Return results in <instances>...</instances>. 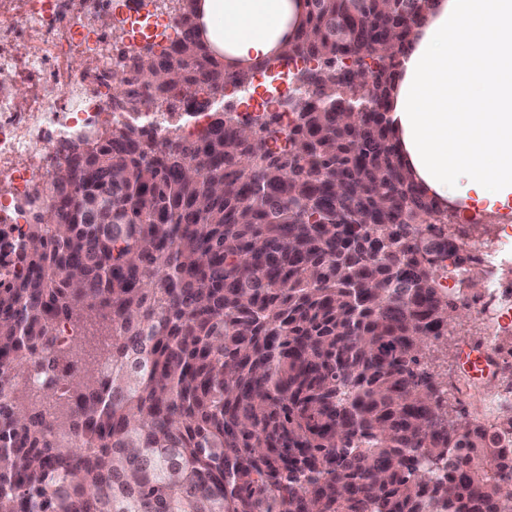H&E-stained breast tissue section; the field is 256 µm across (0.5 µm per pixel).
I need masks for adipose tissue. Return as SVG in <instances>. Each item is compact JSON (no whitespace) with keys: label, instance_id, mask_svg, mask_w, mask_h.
<instances>
[{"label":"adipose tissue","instance_id":"ef3b65f1","mask_svg":"<svg viewBox=\"0 0 512 512\" xmlns=\"http://www.w3.org/2000/svg\"><path fill=\"white\" fill-rule=\"evenodd\" d=\"M205 42L225 62L279 53L304 0H203ZM413 184L461 215L512 207V0H437L414 26L386 107Z\"/></svg>","mask_w":512,"mask_h":512}]
</instances>
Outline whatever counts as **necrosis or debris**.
<instances>
[{"label": "necrosis or debris", "mask_w": 512, "mask_h": 512, "mask_svg": "<svg viewBox=\"0 0 512 512\" xmlns=\"http://www.w3.org/2000/svg\"><path fill=\"white\" fill-rule=\"evenodd\" d=\"M39 9L19 13L0 8V75L27 90L24 106L0 97V223L22 225L21 203L31 185L51 189L54 166L62 160L61 143L84 129L126 121L122 112H105L106 97L98 78L70 67L72 50L105 55L107 36L89 29L83 16L115 11L117 0H82V16L73 15L67 0H41ZM29 44L27 54L14 52L18 42ZM42 149L32 152V142ZM477 257L485 272L484 299L474 309L485 325L487 344L512 334V288L497 276L498 268L512 264V237L499 233L481 244Z\"/></svg>", "instance_id": "4bbe7bcc"}]
</instances>
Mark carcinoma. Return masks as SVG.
Listing matches in <instances>:
<instances>
[{"mask_svg":"<svg viewBox=\"0 0 512 512\" xmlns=\"http://www.w3.org/2000/svg\"><path fill=\"white\" fill-rule=\"evenodd\" d=\"M176 2L160 67L177 80H144L123 52L112 109L171 111L294 64L318 104L267 108L251 135L228 112L192 139L132 120L71 140L64 156L96 177L0 224V512H503L512 405L489 427L451 421L425 368L456 305L413 232L448 238V212L410 182L385 114L431 0H305L294 40L242 71L196 39L194 0ZM382 28L393 55L370 61ZM347 49L369 87L338 80ZM343 96L366 98L372 123L337 120ZM338 171L347 196L326 206ZM384 205L398 228L373 223ZM62 325L80 337L61 344ZM33 365L57 373L45 399L77 407L49 415L6 389ZM300 444L286 468L270 455Z\"/></svg>","mask_w":512,"mask_h":512,"instance_id":"cac0c4a2","label":"carcinoma"}]
</instances>
